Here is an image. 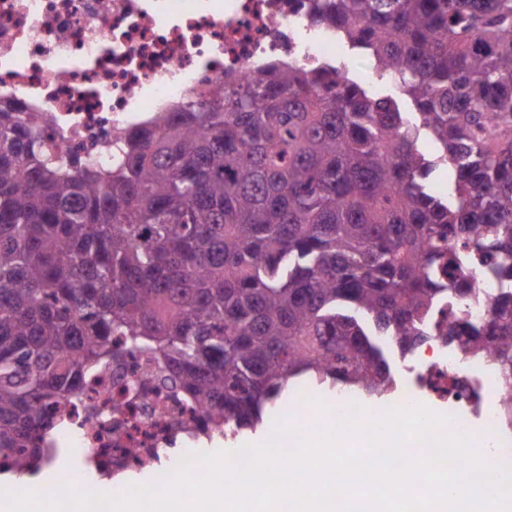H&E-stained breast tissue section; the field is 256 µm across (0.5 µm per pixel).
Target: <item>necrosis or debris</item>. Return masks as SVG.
I'll return each mask as SVG.
<instances>
[{"instance_id":"4bbe7bcc","label":"necrosis or debris","mask_w":512,"mask_h":512,"mask_svg":"<svg viewBox=\"0 0 512 512\" xmlns=\"http://www.w3.org/2000/svg\"><path fill=\"white\" fill-rule=\"evenodd\" d=\"M335 46V33L310 26L292 0H0V97L50 117L48 146L106 169L129 133L211 96L225 77L246 81L271 61L320 66ZM123 386L119 370L94 384L105 407L95 419L60 405L54 447L113 470L154 468L150 449L172 447L178 435L156 391L128 400ZM425 395L447 403L459 431L477 422L488 460L512 463L490 362L435 342L406 367L392 404L406 409Z\"/></svg>"}]
</instances>
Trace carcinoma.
I'll list each match as a JSON object with an SVG mask.
<instances>
[{
    "instance_id": "carcinoma-1",
    "label": "carcinoma",
    "mask_w": 512,
    "mask_h": 512,
    "mask_svg": "<svg viewBox=\"0 0 512 512\" xmlns=\"http://www.w3.org/2000/svg\"><path fill=\"white\" fill-rule=\"evenodd\" d=\"M417 107L330 66L270 63L134 136L114 167L52 152L49 123L0 102V461L36 474L54 401L127 355L253 429L299 384L393 390V360L450 339L496 365L512 428V0H305ZM431 136L438 153L418 148ZM451 199L432 194L441 166ZM502 288L483 325L434 306ZM486 268L479 262L475 261L470 264L469 268L456 269L448 268V275L454 278L477 276L480 280V289L483 293L482 297L477 301H472L462 307L468 319L476 324L481 323L487 316L489 311L490 299L493 291L497 290L489 277H485ZM487 293V295H486Z\"/></svg>"
}]
</instances>
